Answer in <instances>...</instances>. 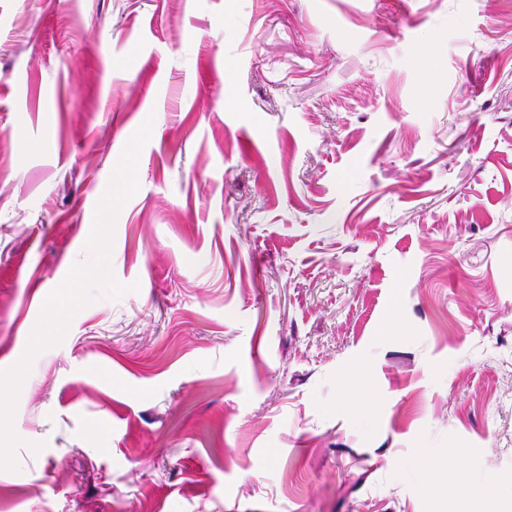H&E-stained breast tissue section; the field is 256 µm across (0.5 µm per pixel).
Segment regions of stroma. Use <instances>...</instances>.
I'll return each mask as SVG.
<instances>
[{
	"instance_id": "stroma-1",
	"label": "stroma",
	"mask_w": 512,
	"mask_h": 512,
	"mask_svg": "<svg viewBox=\"0 0 512 512\" xmlns=\"http://www.w3.org/2000/svg\"><path fill=\"white\" fill-rule=\"evenodd\" d=\"M0 168V512H512V0H0Z\"/></svg>"
}]
</instances>
